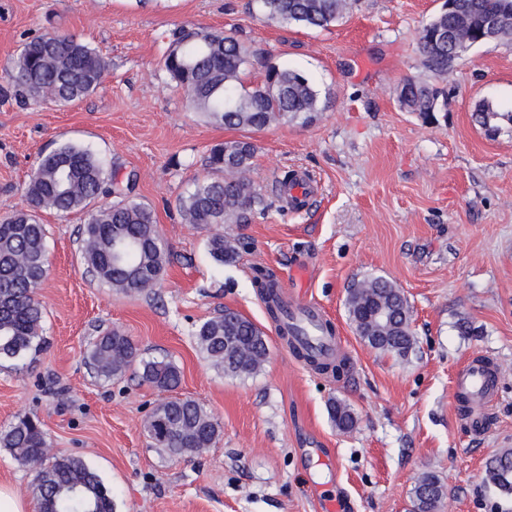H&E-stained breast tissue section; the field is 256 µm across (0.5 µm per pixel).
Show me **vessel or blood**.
I'll return each mask as SVG.
<instances>
[{"instance_id": "1", "label": "vessel or blood", "mask_w": 512, "mask_h": 512, "mask_svg": "<svg viewBox=\"0 0 512 512\" xmlns=\"http://www.w3.org/2000/svg\"><path fill=\"white\" fill-rule=\"evenodd\" d=\"M290 317L301 322L299 342H309L316 346L320 355L333 359L340 348L334 331L328 329L318 309L308 305H293L289 308ZM498 365L493 359L482 357L472 359L455 376L452 399L467 403L468 408L462 417L477 434H484L496 402V380Z\"/></svg>"}]
</instances>
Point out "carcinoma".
Segmentation results:
<instances>
[{"label":"carcinoma","instance_id":"carcinoma-1","mask_svg":"<svg viewBox=\"0 0 512 512\" xmlns=\"http://www.w3.org/2000/svg\"><path fill=\"white\" fill-rule=\"evenodd\" d=\"M266 20L307 29H326L347 13L350 0H253ZM512 19V0H461L453 14L440 12L419 32L422 66L437 78L448 75L457 57L433 43L437 30L464 35L485 12ZM263 68L261 82L246 83V69L253 63ZM164 66L186 92L194 110L227 128L262 130L286 120L305 123L322 111L319 90L303 72L266 61L262 52L233 34L203 33L184 27L172 31ZM108 63L73 34L47 32L26 41L11 70L18 95L40 100L50 95L58 106L69 105L94 92ZM406 112L430 114L447 105L438 88L413 78L404 80L397 98ZM475 121L495 131V121L512 123V112H501L491 103L478 105ZM256 147L247 140H231L212 146L207 166L214 176L194 184L178 209L188 224H247L266 209L265 200L250 177ZM107 173L87 147L65 143L41 156L26 187L30 209L0 221V360L21 361L43 344L44 308L35 296L45 275L46 229L37 211L58 216L75 211L87 214L83 227L81 261L101 282L126 294H141L156 287L168 262L170 249L154 224L152 210L123 199L107 207L95 201L107 184ZM209 254L218 262L233 263L239 255L237 241L221 234L208 240ZM255 287L264 295L274 320L286 313L278 304L273 273L256 268ZM381 305L390 318L379 322L370 310ZM346 306L357 334L364 340L379 339L380 350L399 357L412 349L410 308L397 285L383 277L354 283ZM199 351L217 372L231 378L257 374L269 353L264 332L251 320L230 308L202 322L194 332ZM86 358L104 378L123 375L134 364L141 378L153 386L175 390L181 381L178 367L169 360H145L140 349L118 330L107 331L90 342ZM333 421L341 429L354 426L351 409L336 403ZM145 430L171 458L191 457L210 447L218 422L208 409L191 398L172 397L149 416ZM0 444L21 464L36 469L39 512H114L112 490L83 460L49 454L47 434L29 418L18 419L0 434ZM487 478L501 494L512 495V449L493 456ZM444 485L426 473L413 489L415 512H435Z\"/></svg>","mask_w":512,"mask_h":512}]
</instances>
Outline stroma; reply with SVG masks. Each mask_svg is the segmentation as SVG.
I'll return each instance as SVG.
<instances>
[{
	"mask_svg": "<svg viewBox=\"0 0 512 512\" xmlns=\"http://www.w3.org/2000/svg\"><path fill=\"white\" fill-rule=\"evenodd\" d=\"M442 4L358 0L342 22L312 30L267 23L250 0H0V219L26 209L39 154L73 143L152 208L171 252L158 288L129 296L82 265L85 213H40L46 343L35 358L0 363V431L38 418L56 454L83 459L111 487L114 512H317L318 486L351 512H413L426 472L445 487L436 512H512V496L485 473L512 449V123L491 136L472 117L484 101L512 110V43L457 60L444 111L401 110L404 79H433L417 33ZM180 26L235 34L311 76L322 112L260 131L196 112L163 67L166 36ZM48 31L76 35L109 63L93 93L64 107L21 99L7 84L22 44ZM228 139L255 144L267 209L248 224L185 223L178 199L208 176L209 148ZM288 172L316 182L298 212L275 189ZM216 233L240 240L237 262L211 258ZM259 266L339 329L334 369L314 370L281 339L253 284ZM376 276L408 300L406 357L371 348L348 319V287ZM227 307L268 336L254 376L219 374L194 342L198 325ZM109 329L179 367L176 396L219 423L210 448L174 460L153 444L144 424L166 392L131 371L99 377L85 361L87 344ZM481 354L500 372L493 425L478 436L451 394L454 374ZM336 401L352 408V430L332 421ZM34 487L33 471L0 447V488L31 505Z\"/></svg>",
	"mask_w": 512,
	"mask_h": 512,
	"instance_id": "35a3bbf8",
	"label": "stroma"
}]
</instances>
